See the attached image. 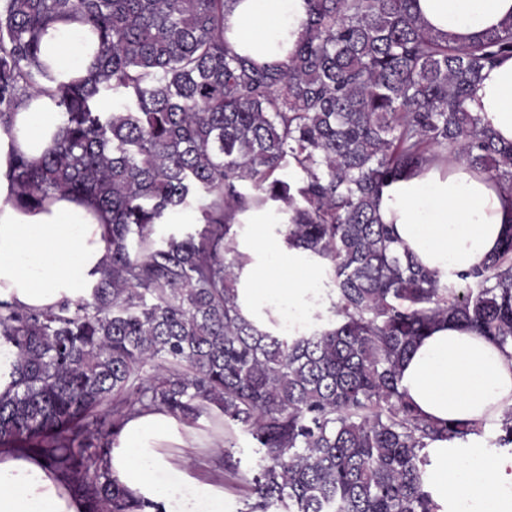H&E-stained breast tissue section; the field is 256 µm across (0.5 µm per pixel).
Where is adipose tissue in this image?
Masks as SVG:
<instances>
[{
	"mask_svg": "<svg viewBox=\"0 0 512 512\" xmlns=\"http://www.w3.org/2000/svg\"><path fill=\"white\" fill-rule=\"evenodd\" d=\"M229 42L255 62L285 58L303 32L306 0H229ZM431 28L466 41L512 17V0H417ZM96 40L80 23L49 29L40 60L69 81L86 75L95 61ZM505 142H512V57L484 70L469 101ZM61 114L54 99L33 94L0 128V300L22 308L47 309L63 300L90 298L106 259L110 217L90 202L58 194L33 208L15 206L10 171L17 155L39 161L55 146ZM383 223L393 225L400 247L441 279L453 278L496 252L512 203L485 176L460 165L432 167L384 188ZM247 288L239 292L245 314L257 322L293 315L312 318L314 287L297 250L255 249ZM401 386L426 418L498 423L512 409V355L457 324L438 325L417 345L401 373ZM222 437L162 409L129 417L107 458L112 479L136 498L163 512H225L224 489L190 474L179 449L219 448ZM425 487L437 512H512V458L489 457L477 444L429 443ZM0 512H85L84 503L39 458L18 448H0Z\"/></svg>",
	"mask_w": 512,
	"mask_h": 512,
	"instance_id": "1",
	"label": "adipose tissue"
}]
</instances>
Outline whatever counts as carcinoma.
Segmentation results:
<instances>
[{
	"label": "carcinoma",
	"mask_w": 512,
	"mask_h": 512,
	"mask_svg": "<svg viewBox=\"0 0 512 512\" xmlns=\"http://www.w3.org/2000/svg\"><path fill=\"white\" fill-rule=\"evenodd\" d=\"M414 2L306 0L289 59L258 64L225 36L227 0H0L5 128L47 90V29L79 22L99 44L87 76L55 90V148L16 158L14 203L65 193L112 217L91 300L0 301L16 349L0 448L42 459L87 512H144L107 467L124 421L207 414L260 454L243 470L224 451L245 512H436L426 447L484 426L423 417L400 367L448 320L512 345V232L458 288L398 250L378 203L402 176L458 163L512 197V143L468 107L484 69L512 55V21L460 46ZM272 202L284 246L331 274L334 320L311 333L267 331L238 302L249 257L230 229ZM193 207L199 229L155 236ZM494 445L512 454V411Z\"/></svg>",
	"instance_id": "carcinoma-1"
}]
</instances>
